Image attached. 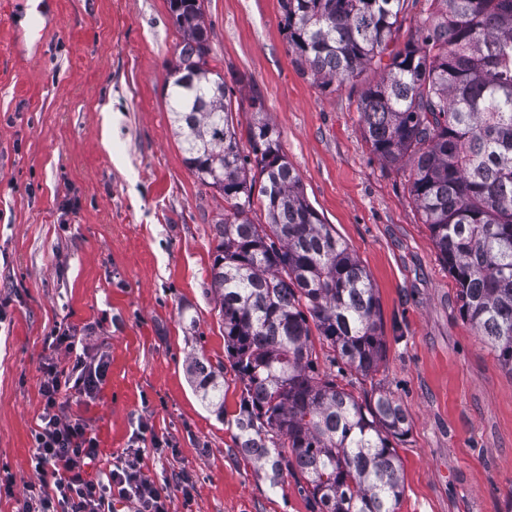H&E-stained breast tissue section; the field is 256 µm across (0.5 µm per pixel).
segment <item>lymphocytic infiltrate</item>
I'll return each instance as SVG.
<instances>
[{"label": "lymphocytic infiltrate", "mask_w": 512, "mask_h": 512, "mask_svg": "<svg viewBox=\"0 0 512 512\" xmlns=\"http://www.w3.org/2000/svg\"><path fill=\"white\" fill-rule=\"evenodd\" d=\"M106 372V362L79 355L44 383L43 412L31 432L32 461L40 480L30 485L22 512H112L116 500L133 504L134 512H171L170 494L144 474L139 449L114 457L106 480L88 472L96 440L84 420L61 410L60 396L93 393Z\"/></svg>", "instance_id": "lymphocytic-infiltrate-1"}]
</instances>
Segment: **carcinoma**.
<instances>
[{
  "label": "carcinoma",
  "mask_w": 512,
  "mask_h": 512,
  "mask_svg": "<svg viewBox=\"0 0 512 512\" xmlns=\"http://www.w3.org/2000/svg\"><path fill=\"white\" fill-rule=\"evenodd\" d=\"M401 0H280L288 52L323 89L362 87L363 135L388 165L409 166L408 189L454 278L462 317L512 373V0H430L403 47ZM182 40L168 73L187 166L224 197L210 270L224 342L239 380L235 444L272 484L287 474L310 512H398L406 409L377 389L358 400L336 382V360L368 378L386 342L365 268L308 202L269 123H233V92L211 78L204 0H168ZM390 62L382 64L384 54ZM267 223L250 217L255 201ZM334 353L320 366L312 336ZM223 365L191 368L224 412Z\"/></svg>",
  "instance_id": "1"
}]
</instances>
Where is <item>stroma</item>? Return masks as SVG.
<instances>
[{
	"instance_id": "stroma-1",
	"label": "stroma",
	"mask_w": 512,
	"mask_h": 512,
	"mask_svg": "<svg viewBox=\"0 0 512 512\" xmlns=\"http://www.w3.org/2000/svg\"><path fill=\"white\" fill-rule=\"evenodd\" d=\"M204 6L210 65L243 103L239 135L259 95L310 204L371 276L384 361L368 379L342 363L336 376L361 399L392 392L409 413L398 512H507L512 374L461 317L406 173L365 141L360 85L324 90L300 70L279 0ZM35 7L0 0V512H20L36 480L41 385L72 344L109 364L94 395L61 399L96 439L93 476L137 448L173 512H309L292 477L271 484L239 454L224 419L241 395L208 290L224 200L175 134L167 0H56L55 29L16 43ZM196 359L225 363V413L191 385Z\"/></svg>"
}]
</instances>
